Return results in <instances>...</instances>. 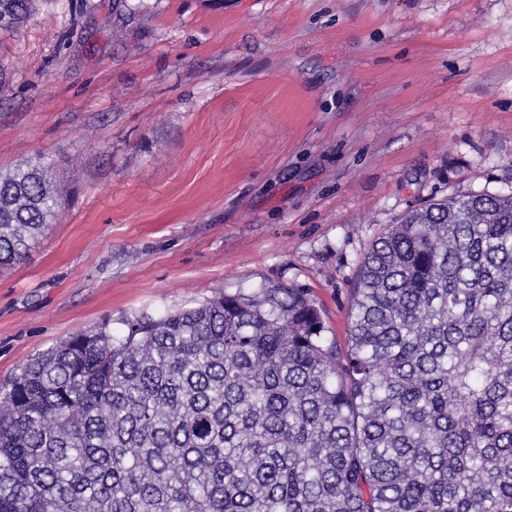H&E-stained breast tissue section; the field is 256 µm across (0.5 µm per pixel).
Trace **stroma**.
<instances>
[{"label": "stroma", "instance_id": "35a3bbf8", "mask_svg": "<svg viewBox=\"0 0 512 512\" xmlns=\"http://www.w3.org/2000/svg\"><path fill=\"white\" fill-rule=\"evenodd\" d=\"M39 155L66 205L0 269V389L265 281L342 343L387 225L512 194V0H38L0 31V172Z\"/></svg>", "mask_w": 512, "mask_h": 512}]
</instances>
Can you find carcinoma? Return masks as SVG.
Masks as SVG:
<instances>
[{
  "label": "carcinoma",
  "instance_id": "1",
  "mask_svg": "<svg viewBox=\"0 0 512 512\" xmlns=\"http://www.w3.org/2000/svg\"><path fill=\"white\" fill-rule=\"evenodd\" d=\"M34 0H0L18 25ZM42 161L0 173V268L57 222ZM77 332L0 395V512H512V194L374 239L349 336L263 283Z\"/></svg>",
  "mask_w": 512,
  "mask_h": 512
}]
</instances>
